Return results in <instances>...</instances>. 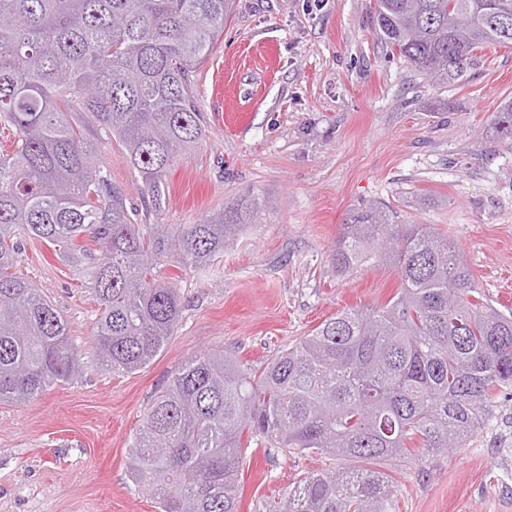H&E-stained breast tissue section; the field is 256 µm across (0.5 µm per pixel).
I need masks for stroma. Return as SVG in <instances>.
I'll use <instances>...</instances> for the list:
<instances>
[{"label": "stroma", "mask_w": 512, "mask_h": 512, "mask_svg": "<svg viewBox=\"0 0 512 512\" xmlns=\"http://www.w3.org/2000/svg\"><path fill=\"white\" fill-rule=\"evenodd\" d=\"M374 0H235L196 71L206 132L167 173L158 224H194L252 190L267 208L205 270L166 273L183 295L173 336L144 370L115 373L91 346L96 304L48 243L27 240L17 273L66 319L81 372L31 403L0 404V512H157L126 475L157 385L188 357L222 348L258 369L346 307L379 306L396 271L337 275L329 254L351 213L385 205L402 224H432L459 246L492 303L512 308V140L492 115L512 99V45H489L465 85L439 87L392 55ZM98 160L144 222L142 184L121 147ZM333 457L251 448L239 512L269 501ZM401 512H512V387L466 447L416 450L395 487Z\"/></svg>", "instance_id": "1"}]
</instances>
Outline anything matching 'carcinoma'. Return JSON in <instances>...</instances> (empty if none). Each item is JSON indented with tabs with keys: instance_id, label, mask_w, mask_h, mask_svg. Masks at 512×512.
Returning <instances> with one entry per match:
<instances>
[{
	"instance_id": "carcinoma-1",
	"label": "carcinoma",
	"mask_w": 512,
	"mask_h": 512,
	"mask_svg": "<svg viewBox=\"0 0 512 512\" xmlns=\"http://www.w3.org/2000/svg\"><path fill=\"white\" fill-rule=\"evenodd\" d=\"M233 0H0V120L18 139L0 155V403H27L78 376L66 320L11 269L23 240L78 266L98 310L107 369L146 368L182 312L165 267L199 269L256 224L245 191L197 224H137L97 162L93 126L125 151L146 213L161 211L174 160L204 135L193 74L224 33ZM381 37L433 83L467 80L477 51L512 45V0H375ZM512 138V101L494 113ZM336 272L394 269L395 296L340 310L262 370L222 349L188 357L150 396L127 464L159 512H238L244 437L264 447L366 463L315 470L269 512H400L393 476L418 441L463 448L512 386V312L479 291L431 224L371 205L341 225Z\"/></svg>"
}]
</instances>
